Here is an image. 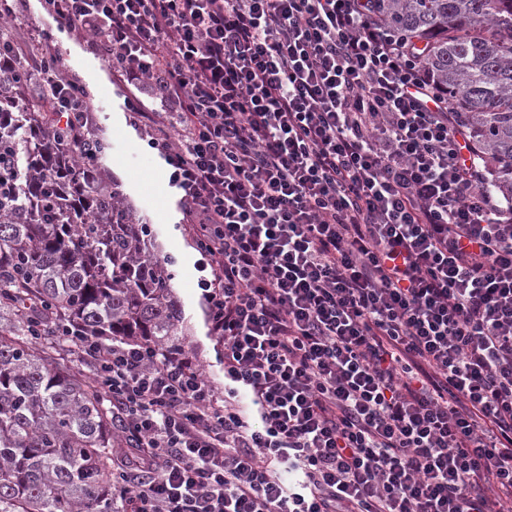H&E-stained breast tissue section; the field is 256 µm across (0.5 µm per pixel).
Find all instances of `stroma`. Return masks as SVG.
I'll list each match as a JSON object with an SVG mask.
<instances>
[{
  "mask_svg": "<svg viewBox=\"0 0 512 512\" xmlns=\"http://www.w3.org/2000/svg\"><path fill=\"white\" fill-rule=\"evenodd\" d=\"M53 41L66 76L91 94L92 126L108 145L106 166L110 176L130 198L137 217L150 224L161 256L173 263L174 285L190 327L184 346L192 350L213 385L223 387V349L208 334L204 301L197 287L201 255L183 221L182 193L169 180L170 168L158 151L150 147L148 131L133 123L126 92L113 75L109 60L67 31L54 30Z\"/></svg>",
  "mask_w": 512,
  "mask_h": 512,
  "instance_id": "1",
  "label": "stroma"
}]
</instances>
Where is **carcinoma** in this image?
Returning a JSON list of instances; mask_svg holds the SVG:
<instances>
[{"instance_id": "cac0c4a2", "label": "carcinoma", "mask_w": 512, "mask_h": 512, "mask_svg": "<svg viewBox=\"0 0 512 512\" xmlns=\"http://www.w3.org/2000/svg\"><path fill=\"white\" fill-rule=\"evenodd\" d=\"M448 89L489 191L512 205V0H375ZM36 72L0 60V512H126L112 460L126 443L98 381L54 338L72 320L95 336L182 346L184 309L106 172V144L50 147ZM52 319L35 329L30 307Z\"/></svg>"}]
</instances>
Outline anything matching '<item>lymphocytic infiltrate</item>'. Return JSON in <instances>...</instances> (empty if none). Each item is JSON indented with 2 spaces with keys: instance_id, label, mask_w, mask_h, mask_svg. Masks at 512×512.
<instances>
[{
  "instance_id": "1",
  "label": "lymphocytic infiltrate",
  "mask_w": 512,
  "mask_h": 512,
  "mask_svg": "<svg viewBox=\"0 0 512 512\" xmlns=\"http://www.w3.org/2000/svg\"><path fill=\"white\" fill-rule=\"evenodd\" d=\"M26 19L53 121L91 97ZM130 88L211 275L224 387L152 342L58 341L136 461L128 512H512V212L371 0H41Z\"/></svg>"
}]
</instances>
